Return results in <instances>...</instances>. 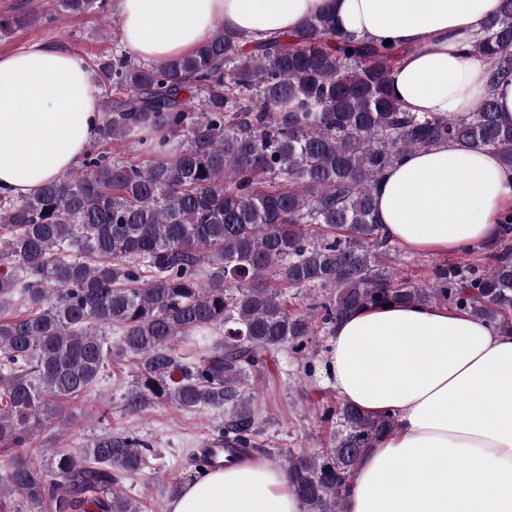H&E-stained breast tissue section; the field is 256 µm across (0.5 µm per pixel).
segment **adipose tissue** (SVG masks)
I'll return each mask as SVG.
<instances>
[{
  "label": "adipose tissue",
  "instance_id": "obj_1",
  "mask_svg": "<svg viewBox=\"0 0 512 512\" xmlns=\"http://www.w3.org/2000/svg\"><path fill=\"white\" fill-rule=\"evenodd\" d=\"M501 0H120L121 40L155 63L216 28L253 47L331 12L398 55L395 95L415 112L463 116L484 94L473 43ZM103 114L84 59L32 42L0 55V194L30 196L73 170ZM512 168L487 149L440 145L388 168L375 193L383 239L443 254L494 242ZM327 366L337 394L394 414L353 471L344 512H512V333L442 305H367L340 318ZM168 512H302L284 470L252 455L186 483Z\"/></svg>",
  "mask_w": 512,
  "mask_h": 512
}]
</instances>
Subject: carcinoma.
Here are the masks:
<instances>
[{
    "label": "carcinoma",
    "mask_w": 512,
    "mask_h": 512,
    "mask_svg": "<svg viewBox=\"0 0 512 512\" xmlns=\"http://www.w3.org/2000/svg\"><path fill=\"white\" fill-rule=\"evenodd\" d=\"M474 49L490 63L489 91L462 119L409 110L389 49L329 13L250 49L220 27L165 64L120 47L95 63L110 102L102 138L138 133L154 161L90 147L81 170L38 194L0 195V512H19L14 495L28 512H137L118 489L155 456L137 433L105 427L76 452H30L34 433L94 387L114 345L138 359L127 413L225 408L214 440L236 458L259 450L255 383L275 355L301 356L313 376L312 338L360 306L463 308L512 332V218L481 262L437 265L415 284L387 265L374 208L383 172L414 150L493 149L512 168V122L492 94L512 77V0ZM12 307L25 312L5 315ZM214 330L223 339L199 359L176 353L178 338ZM313 411L336 424L330 446L291 451L284 469L303 512H343L351 471L395 418L327 398Z\"/></svg>",
    "instance_id": "1"
}]
</instances>
